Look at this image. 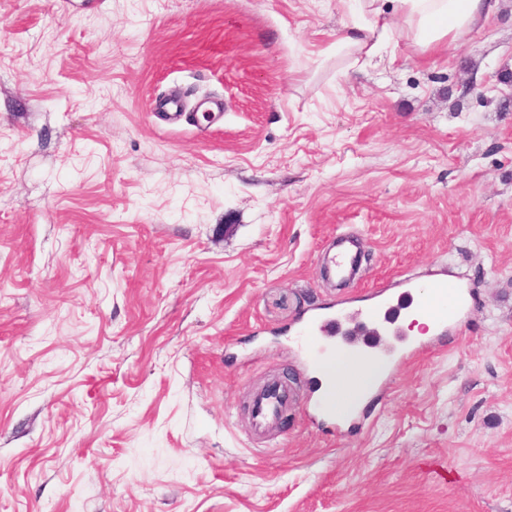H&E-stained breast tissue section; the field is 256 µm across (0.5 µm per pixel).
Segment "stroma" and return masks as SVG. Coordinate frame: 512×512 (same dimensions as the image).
<instances>
[{"label": "stroma", "mask_w": 512, "mask_h": 512, "mask_svg": "<svg viewBox=\"0 0 512 512\" xmlns=\"http://www.w3.org/2000/svg\"><path fill=\"white\" fill-rule=\"evenodd\" d=\"M382 20L369 61L364 0H0V512H512V0ZM440 275L471 314L354 425L252 436L303 314ZM424 49L450 46L486 22L498 0H390Z\"/></svg>", "instance_id": "obj_1"}]
</instances>
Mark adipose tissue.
<instances>
[{
	"instance_id": "ef3b65f1",
	"label": "adipose tissue",
	"mask_w": 512,
	"mask_h": 512,
	"mask_svg": "<svg viewBox=\"0 0 512 512\" xmlns=\"http://www.w3.org/2000/svg\"><path fill=\"white\" fill-rule=\"evenodd\" d=\"M395 12L423 48H442L486 22L494 0H393ZM378 365L362 357L336 359L330 367V398L338 410H352L373 387Z\"/></svg>"
}]
</instances>
